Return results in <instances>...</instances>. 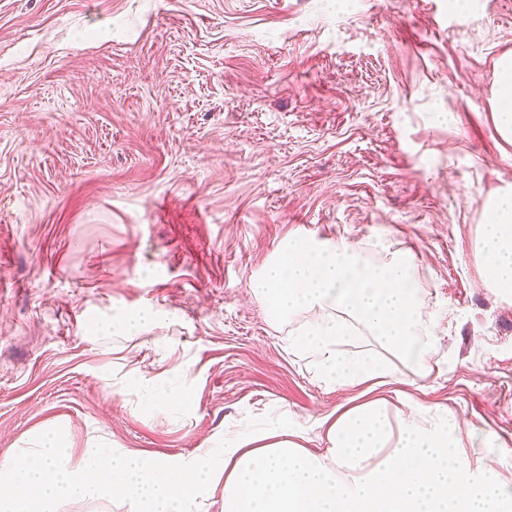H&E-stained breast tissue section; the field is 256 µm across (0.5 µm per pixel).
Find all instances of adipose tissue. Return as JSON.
Here are the masks:
<instances>
[{"instance_id": "ef3b65f1", "label": "adipose tissue", "mask_w": 512, "mask_h": 512, "mask_svg": "<svg viewBox=\"0 0 512 512\" xmlns=\"http://www.w3.org/2000/svg\"><path fill=\"white\" fill-rule=\"evenodd\" d=\"M483 285L512 297V192L491 197L476 242ZM412 257L396 251L364 261L353 239H288L248 280L288 328L289 350L316 359L327 383L390 382L399 364L430 371L433 316L426 312ZM368 334L377 351L344 353ZM327 452L315 455L297 429L224 433V446L188 461L144 457L116 448L86 449L73 459L61 429L40 433L0 464V512H59L68 500L121 497L129 512H191L216 474L224 476V512H512V496L491 462L474 478L447 411L413 408L391 414L383 400L338 410L324 419Z\"/></svg>"}]
</instances>
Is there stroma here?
Instances as JSON below:
<instances>
[{"instance_id":"obj_1","label":"stroma","mask_w":512,"mask_h":512,"mask_svg":"<svg viewBox=\"0 0 512 512\" xmlns=\"http://www.w3.org/2000/svg\"><path fill=\"white\" fill-rule=\"evenodd\" d=\"M507 55L512 0H0V462L56 424L176 460L297 422L321 454L325 416L383 399L448 409L512 492V301L476 250L512 190ZM298 233L413 255L428 376L337 386L289 354L248 280ZM499 67L501 91L494 108V118L498 131L510 140L512 138V59H504ZM156 320V315L151 311H145L132 316L122 317L116 321L113 320L112 327H118L126 334L137 333Z\"/></svg>"}]
</instances>
